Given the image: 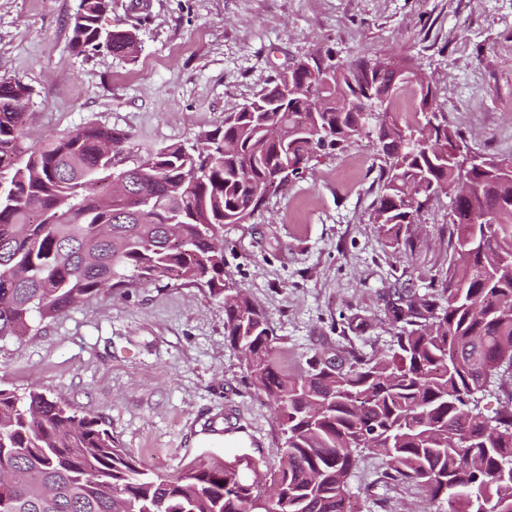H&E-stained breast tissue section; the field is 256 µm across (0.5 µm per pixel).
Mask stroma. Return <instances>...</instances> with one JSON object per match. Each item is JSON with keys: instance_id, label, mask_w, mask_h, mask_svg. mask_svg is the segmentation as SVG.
Instances as JSON below:
<instances>
[{"instance_id": "35a3bbf8", "label": "stroma", "mask_w": 512, "mask_h": 512, "mask_svg": "<svg viewBox=\"0 0 512 512\" xmlns=\"http://www.w3.org/2000/svg\"><path fill=\"white\" fill-rule=\"evenodd\" d=\"M79 3L0 0V80L33 90L30 142L90 124L145 148L190 142L298 57L330 49L407 60L473 151L512 155V0H112L102 24L135 30L131 58L72 49ZM384 165L359 140L224 227V274L263 309L288 373L314 349L387 350L395 290L422 294L445 276L450 195L420 214L414 252L393 248L374 218ZM0 387L102 417L154 473L243 458L260 480L280 456L274 406L225 342L223 304L181 280L102 291L0 341ZM385 468L369 456L355 469L361 512H438L424 489L384 482Z\"/></svg>"}]
</instances>
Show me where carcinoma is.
Returning a JSON list of instances; mask_svg holds the SVG:
<instances>
[{
	"label": "carcinoma",
	"instance_id": "1",
	"mask_svg": "<svg viewBox=\"0 0 512 512\" xmlns=\"http://www.w3.org/2000/svg\"><path fill=\"white\" fill-rule=\"evenodd\" d=\"M110 0H80L71 47L136 53L130 30L102 27ZM294 61L222 124L191 144L145 151L132 137L86 125L27 143L32 90L0 80V341L65 315L81 300L130 284L182 279L224 304V340L239 350L250 383L276 405L281 458L264 483L231 467L149 473L105 421L38 390L0 388V512H356L349 480L380 456L384 478L415 484L446 512H479V498L512 512V409L489 418L477 394L501 387L512 364V156L489 157L505 173L455 168L462 135L431 123L432 86L405 60L399 77L369 81L370 60ZM417 117L392 105L406 87ZM375 121L386 165L376 223L413 250L412 227L436 192L461 180L448 224L453 256L436 294H398L389 349L315 351L287 374L263 310L224 277L226 224L261 208L283 165L303 177L318 152L342 150Z\"/></svg>",
	"mask_w": 512,
	"mask_h": 512
}]
</instances>
